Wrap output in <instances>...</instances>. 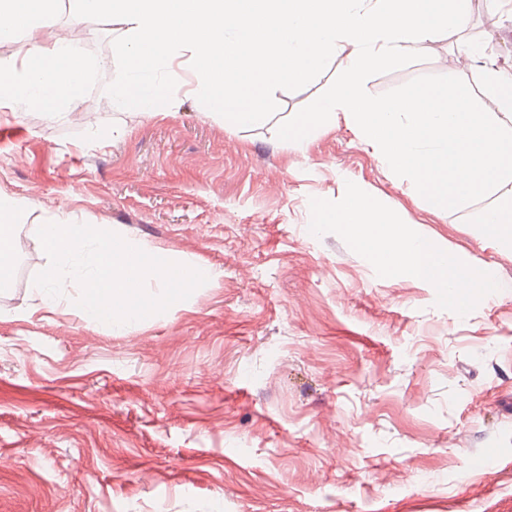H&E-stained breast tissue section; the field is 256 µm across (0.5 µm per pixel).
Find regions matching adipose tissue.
<instances>
[{"label":"adipose tissue","instance_id":"obj_1","mask_svg":"<svg viewBox=\"0 0 512 512\" xmlns=\"http://www.w3.org/2000/svg\"><path fill=\"white\" fill-rule=\"evenodd\" d=\"M57 0H0V40L24 37L20 65L0 71V104L20 101L52 114L79 112L84 85L94 65L82 51L55 35ZM18 206L0 203V283L10 277L18 240Z\"/></svg>","mask_w":512,"mask_h":512}]
</instances>
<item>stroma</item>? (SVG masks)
<instances>
[{
    "instance_id": "35a3bbf8",
    "label": "stroma",
    "mask_w": 512,
    "mask_h": 512,
    "mask_svg": "<svg viewBox=\"0 0 512 512\" xmlns=\"http://www.w3.org/2000/svg\"><path fill=\"white\" fill-rule=\"evenodd\" d=\"M467 33L512 72V0L478 4ZM121 34L108 20L85 37L93 122L0 107V199L27 205L16 229L31 243L0 288V512H512V250L469 222L497 193L429 211L341 117L306 148L278 140L337 57L251 127L182 93L164 114L120 111L106 88ZM455 39L369 93L422 75L476 83ZM349 180L499 291L462 317L312 235L310 198L340 199ZM56 217L218 276L119 332L80 318L78 285L44 307L36 231Z\"/></svg>"
}]
</instances>
